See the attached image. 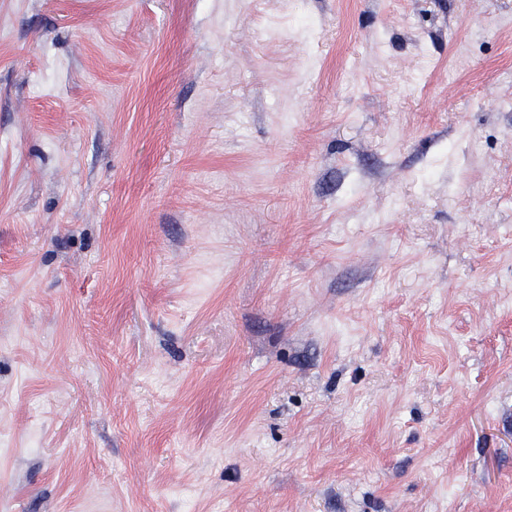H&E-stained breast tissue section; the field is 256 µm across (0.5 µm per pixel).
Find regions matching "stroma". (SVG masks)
I'll return each mask as SVG.
<instances>
[{"mask_svg":"<svg viewBox=\"0 0 512 512\" xmlns=\"http://www.w3.org/2000/svg\"><path fill=\"white\" fill-rule=\"evenodd\" d=\"M0 512H512V0H0Z\"/></svg>","mask_w":512,"mask_h":512,"instance_id":"35a3bbf8","label":"stroma"}]
</instances>
